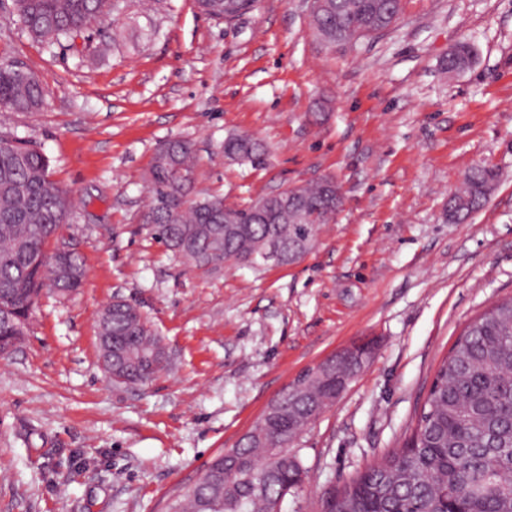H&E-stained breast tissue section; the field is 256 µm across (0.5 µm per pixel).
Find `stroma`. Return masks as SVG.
Here are the masks:
<instances>
[{
	"label": "stroma",
	"instance_id": "obj_1",
	"mask_svg": "<svg viewBox=\"0 0 512 512\" xmlns=\"http://www.w3.org/2000/svg\"><path fill=\"white\" fill-rule=\"evenodd\" d=\"M308 0H260L233 22L195 0H125L64 50L33 40L0 0V60L32 72L40 112H0V136L36 145L72 214L62 242L81 288L43 294L0 356V512H165L307 368L372 339L374 355L292 445L304 482L282 512L402 447L467 323L512 297V0H406L388 31L350 46L315 34ZM470 42L473 62L440 63ZM261 163L225 158L229 134ZM190 141L194 191L245 206L335 178L342 203L291 266L195 269L143 216L157 148ZM487 163L499 180L461 222L446 207ZM137 305L165 371L115 383L97 314Z\"/></svg>",
	"mask_w": 512,
	"mask_h": 512
}]
</instances>
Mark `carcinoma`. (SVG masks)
Here are the masks:
<instances>
[{"mask_svg":"<svg viewBox=\"0 0 512 512\" xmlns=\"http://www.w3.org/2000/svg\"><path fill=\"white\" fill-rule=\"evenodd\" d=\"M259 0H197L214 18L233 20L227 5L243 12ZM312 25L330 45L373 38L403 12V0H315ZM120 0H12L22 28L47 44L72 39L114 11ZM467 42L448 52L441 68H467ZM43 105V90L28 70L0 60V112L29 113ZM266 150L254 138L224 139L228 158L256 163ZM49 158L36 146L0 137V344L24 335L42 291L61 295L80 287L85 268L79 255L48 256L50 238L73 208L69 194L49 178ZM194 150L182 139L157 149L148 173L144 217L153 239L194 268L213 261L252 264L271 237L289 245L312 241L319 226L339 209L336 181L326 177L288 189V198L264 195L246 207L219 197L193 196ZM497 173L478 165L448 201V216L461 220L485 203ZM112 349L123 354L127 378L145 383L165 369L154 359L161 340L139 308L104 305L98 314ZM354 379V368L336 363L303 388L290 385L277 413L261 419L238 444L206 463L205 484L181 489L168 512H277L280 498L301 485L299 457L283 448L333 403ZM325 512H512V298L498 302L465 327L441 361L415 428L404 447L384 455L325 501Z\"/></svg>","mask_w":512,"mask_h":512,"instance_id":"obj_1","label":"carcinoma"}]
</instances>
